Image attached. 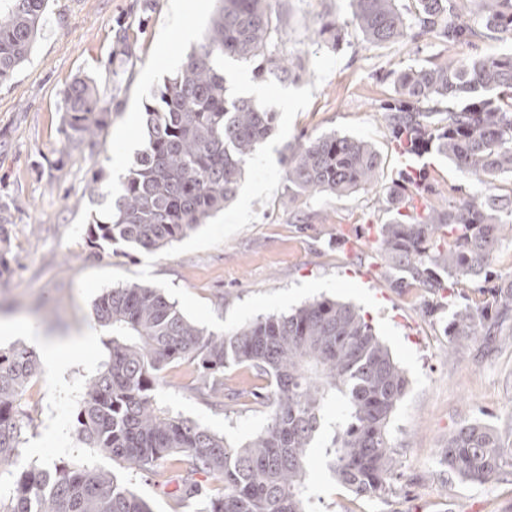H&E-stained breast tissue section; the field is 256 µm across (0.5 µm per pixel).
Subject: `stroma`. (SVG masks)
Listing matches in <instances>:
<instances>
[{
	"label": "stroma",
	"mask_w": 512,
	"mask_h": 512,
	"mask_svg": "<svg viewBox=\"0 0 512 512\" xmlns=\"http://www.w3.org/2000/svg\"><path fill=\"white\" fill-rule=\"evenodd\" d=\"M172 0H49L42 29L27 60L0 84V198L12 212L11 272L0 278V322L33 325L49 338H62L94 325V304L82 301L78 282L85 273L112 269L127 274L150 267L153 276L209 304L226 320L238 302L337 274L371 292L376 307L360 312L405 371L409 386L388 423L396 464L385 493L356 496L332 477L321 449L309 456L311 512H512V481L471 483L451 475L441 461L449 434L466 421L491 425L512 446V340L487 345L483 337L452 342L443 328L455 309L477 299L472 281L432 293L392 284L378 245V229L391 215L388 190L403 172L418 169L422 183L408 186L407 204L444 210L468 199L504 194L512 180H480L462 173L433 152L400 154L386 128L383 106L395 98L391 74L410 67L462 60L475 54H512V34L453 42L437 34L407 36L368 46L351 22L350 0H268L282 22L279 53L298 67V87L314 86L310 105L299 113L289 137L274 149L275 160L306 138L336 132L361 138L380 152L377 185L336 195L317 193L289 200L279 186L268 203L253 201L257 219L226 242L198 252L161 257L146 264V251L125 244H93L88 224L112 208L129 166L143 147L144 104L184 55L196 46L215 0H185L190 39H166ZM126 30L133 57L109 63L115 34ZM326 51L339 66L317 82L313 59ZM93 78L108 123L93 148L66 145L60 127L65 87ZM103 192L89 195L92 174ZM106 356L104 345L63 371L41 366L25 404L33 416L20 450L23 465L48 468L62 461L115 471L153 507L181 512L166 493L167 480L185 464L172 457L143 474L117 466L111 457L76 445L73 412L85 381ZM249 369L224 370V395L199 389L196 365H170L156 389L158 402L224 437L249 441L266 426L269 409L253 401Z\"/></svg>",
	"instance_id": "stroma-1"
}]
</instances>
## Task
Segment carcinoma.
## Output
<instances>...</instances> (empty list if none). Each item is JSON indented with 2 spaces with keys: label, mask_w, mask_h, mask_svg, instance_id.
<instances>
[{
  "label": "carcinoma",
  "mask_w": 512,
  "mask_h": 512,
  "mask_svg": "<svg viewBox=\"0 0 512 512\" xmlns=\"http://www.w3.org/2000/svg\"><path fill=\"white\" fill-rule=\"evenodd\" d=\"M217 9L199 45L144 104V148L112 204L109 220L89 225L95 243L122 242L137 250L160 249L195 231L234 198L246 159L275 131L276 113L249 97H233L214 59L227 56L253 65L255 76L275 74L295 82L292 62L274 53L281 28L267 0H216ZM472 24L458 21L456 0H414L403 13L397 0H351L352 21L374 46L396 42L416 27L469 41L512 31V0H477ZM0 7V84L27 59L48 0H4ZM398 97L386 105L392 139L411 152L434 151L461 172L487 178L512 176V56L474 55L395 74ZM468 99L436 120L443 101ZM95 80L77 78L63 91L60 132L74 147L92 144L107 125ZM380 153L362 139L327 133L308 138L286 158L288 200L304 193H352L372 183ZM379 227L378 242L394 284L443 290L446 281L471 279L489 267L506 226L512 223V189L446 211H400ZM12 215L0 204V277L10 273L7 254ZM481 292L488 299L460 307L448 335L464 343L493 336L512 314V279ZM109 332L101 369L84 385L74 414L77 440L141 472L185 453L176 500L194 512H308L310 449L323 409L336 402L340 420L324 446L336 480L359 496L386 489L395 450L388 423L408 380L388 348L352 305L315 299L221 336L188 321L159 287L132 283L103 293L94 305ZM196 363L204 389L224 392V367L246 364L268 381L270 422L236 447L195 421L158 403L164 369ZM39 370L26 347L0 352V512H152L115 473L70 464L11 471L25 428L23 396ZM448 471L486 484L512 474V448L495 429L464 423L443 449ZM223 482L213 493L207 476Z\"/></svg>",
  "instance_id": "cac0c4a2"
}]
</instances>
